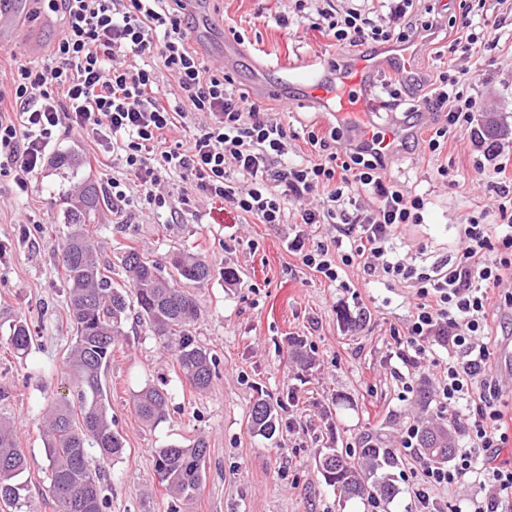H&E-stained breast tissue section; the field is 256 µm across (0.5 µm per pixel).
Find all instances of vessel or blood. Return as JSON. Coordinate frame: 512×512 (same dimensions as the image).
Segmentation results:
<instances>
[{
    "mask_svg": "<svg viewBox=\"0 0 512 512\" xmlns=\"http://www.w3.org/2000/svg\"><path fill=\"white\" fill-rule=\"evenodd\" d=\"M419 42L420 37L415 34L407 41L392 43L386 54L376 51L356 54L347 67L336 72L334 78L307 73L301 81L310 95L329 111L357 116L362 127V141L369 151L391 153L411 136L412 131L399 124L383 129L376 127L369 119L372 107L367 93L381 74L412 77Z\"/></svg>",
    "mask_w": 512,
    "mask_h": 512,
    "instance_id": "1",
    "label": "vessel or blood"
}]
</instances>
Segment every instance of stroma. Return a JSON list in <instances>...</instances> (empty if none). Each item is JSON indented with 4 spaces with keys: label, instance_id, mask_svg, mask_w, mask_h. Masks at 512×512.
Instances as JSON below:
<instances>
[{
    "label": "stroma",
    "instance_id": "obj_1",
    "mask_svg": "<svg viewBox=\"0 0 512 512\" xmlns=\"http://www.w3.org/2000/svg\"><path fill=\"white\" fill-rule=\"evenodd\" d=\"M462 7L463 0H418L416 14H433L443 33L422 41L415 74L425 84L403 97L418 103L440 71L469 67L476 74L469 88L477 100L473 130L449 136L447 149L436 157L399 150L386 171L387 178L429 195L424 223L402 227L397 239L402 252L427 266L455 256L457 226L467 217L498 223L497 213L483 211L496 200L497 188L478 167L490 170L503 162L512 176V33L501 32L496 46L476 47L469 56L452 51L450 37L462 22ZM293 8L292 0H208L209 35L190 44L205 61L223 56L225 72L250 97L260 96L265 86L283 91L285 119L299 134L314 123L332 125L334 118L305 95L297 74L330 58L345 63L352 53L336 49L317 31L279 26L278 16ZM61 26L59 15L36 14L33 0H24L10 38L0 43V72L9 73L13 51L27 60L43 58ZM231 27L243 41L227 39ZM491 118L505 123L509 133L489 143L479 131ZM53 152L78 155L84 173L99 184L113 174L112 166L96 163L97 147L78 131L60 129ZM441 166L449 178L438 175ZM69 186L50 162L32 177L27 192L0 180V414L14 421L28 458L19 482L31 512H53L41 412L69 379L73 331L55 259L66 233ZM89 231L102 259L114 265L133 246L152 257L173 250L199 253L213 269L208 282L191 289L201 311L195 339L217 362L206 392L180 383L173 357L136 319H129L112 353L109 402L125 452L102 465L106 512H171L172 500L154 478L155 452L199 438L208 445V465L185 512H371L365 501H338L315 459L327 448L355 447L363 432L395 444L407 420L423 426L438 421L436 405L401 396L404 382L423 386L427 368L408 370L391 357L393 332L408 319L406 289L383 287L352 269L347 287L326 282L288 252L291 225L245 222L220 202L196 200L175 219L145 209L122 224L107 208ZM228 267L237 270V281H225ZM112 276L124 278L116 265ZM347 309L363 310L359 326L342 320ZM20 318L37 331L31 353L21 359L7 342L10 324ZM296 340L310 366L290 358ZM148 383L170 394L167 417L154 428L138 420L130 400ZM340 396L345 406H337ZM260 397L278 407L280 429L270 440L251 427V408Z\"/></svg>",
    "mask_w": 512,
    "mask_h": 512
}]
</instances>
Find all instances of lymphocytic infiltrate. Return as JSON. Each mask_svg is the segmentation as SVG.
Listing matches in <instances>:
<instances>
[{"label":"lymphocytic infiltrate","mask_w":512,"mask_h":512,"mask_svg":"<svg viewBox=\"0 0 512 512\" xmlns=\"http://www.w3.org/2000/svg\"><path fill=\"white\" fill-rule=\"evenodd\" d=\"M40 9L61 13L64 27L43 61H16L0 79V178L26 191L44 165L60 127L86 134L122 170L107 181L112 212L127 218L149 209L178 215L194 199L224 203L237 215L263 224H294L289 252L330 283L347 269L391 287L412 291L410 314L396 358L420 367L430 339L447 346L449 361L430 372L440 413L451 414L461 439L448 463L425 459L419 428L407 423L400 445L419 465L412 512H445L442 491L476 483L484 495L467 512H512V465H494L491 448L512 443L499 389L490 377V293L512 283V187L497 189L500 221L470 219L458 227L452 263L418 266L394 244L398 229L419 224L427 204L422 195L387 182L386 157L361 146L343 148L341 124L327 130L307 126L303 138L311 157L286 160L288 126L270 109L234 87L224 70L210 67L189 45V0H36ZM416 0H394L382 22L355 8H321L313 23L337 46L359 47L434 36L437 23L414 20ZM156 53L158 65L137 64ZM168 73L178 94L169 98L160 75ZM463 71L440 72L423 97L435 129L430 153L442 152L448 136L473 123L475 97L465 91ZM203 124L185 139L169 134ZM191 188L172 201L163 174ZM329 224L334 234L307 247L305 226Z\"/></svg>","instance_id":"f902f5d3"}]
</instances>
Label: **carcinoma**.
<instances>
[{
  "instance_id": "1",
  "label": "carcinoma",
  "mask_w": 512,
  "mask_h": 512,
  "mask_svg": "<svg viewBox=\"0 0 512 512\" xmlns=\"http://www.w3.org/2000/svg\"><path fill=\"white\" fill-rule=\"evenodd\" d=\"M54 166L78 178V189L67 198L69 207L64 223L68 232L57 254L75 330L68 367L78 404L63 396L50 404L44 415L46 473L54 512H103L107 507L103 474L92 464V457L109 461L124 453L122 436L112 428L104 383L114 346L125 336L126 323L134 315L162 347L174 352L185 382L197 392L206 391L216 367L193 336L200 309L186 286L209 281L212 269L204 258L189 252L173 251L150 260L129 247L120 258L129 287L114 283L112 270L101 260L88 231V225L96 223L107 206L98 183L89 176L78 177L82 164L74 155L57 157ZM34 340L27 321L20 319L10 328L8 344L16 356H26ZM168 400L165 389L151 384L131 396L137 417L148 427L165 419ZM251 422L256 435L267 440L279 431L278 416L263 398L254 403ZM419 447L436 462L448 461L453 448L448 428L422 429ZM331 454V462L324 465V453H319L316 467L324 482L336 488L339 496L374 499L387 505L398 495L390 478L377 476L378 471L399 464L395 449L379 436L365 433L354 451L339 455L333 449ZM207 455L202 438L187 447L169 444L159 448L155 477L172 498L189 503L201 488ZM27 468L28 459L20 448L14 425L0 416L1 502L19 504L21 486L17 479Z\"/></svg>"
}]
</instances>
